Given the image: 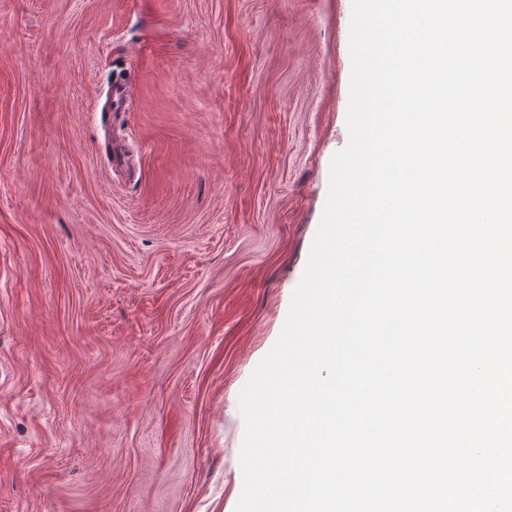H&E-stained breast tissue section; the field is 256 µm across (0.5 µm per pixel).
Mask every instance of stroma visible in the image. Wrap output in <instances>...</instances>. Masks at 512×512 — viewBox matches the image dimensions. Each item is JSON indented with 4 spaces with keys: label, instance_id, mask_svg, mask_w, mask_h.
Instances as JSON below:
<instances>
[{
    "label": "stroma",
    "instance_id": "obj_1",
    "mask_svg": "<svg viewBox=\"0 0 512 512\" xmlns=\"http://www.w3.org/2000/svg\"><path fill=\"white\" fill-rule=\"evenodd\" d=\"M351 20L0 0V512H235L239 395L349 142Z\"/></svg>",
    "mask_w": 512,
    "mask_h": 512
}]
</instances>
